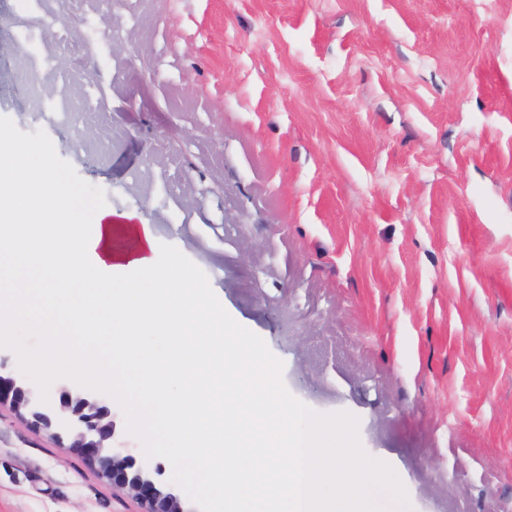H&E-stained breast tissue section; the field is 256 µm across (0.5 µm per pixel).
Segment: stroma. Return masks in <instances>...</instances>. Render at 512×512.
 I'll return each mask as SVG.
<instances>
[{
  "label": "stroma",
  "instance_id": "1",
  "mask_svg": "<svg viewBox=\"0 0 512 512\" xmlns=\"http://www.w3.org/2000/svg\"><path fill=\"white\" fill-rule=\"evenodd\" d=\"M0 130L149 225L373 512H512V0H0ZM39 347L0 338L51 405L90 394ZM136 510L0 407V512Z\"/></svg>",
  "mask_w": 512,
  "mask_h": 512
}]
</instances>
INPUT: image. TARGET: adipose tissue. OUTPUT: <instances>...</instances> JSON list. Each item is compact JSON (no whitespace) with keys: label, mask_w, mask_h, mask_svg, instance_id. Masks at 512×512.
Here are the masks:
<instances>
[{"label":"adipose tissue","mask_w":512,"mask_h":512,"mask_svg":"<svg viewBox=\"0 0 512 512\" xmlns=\"http://www.w3.org/2000/svg\"><path fill=\"white\" fill-rule=\"evenodd\" d=\"M0 325L29 310L42 338L28 367L82 374L121 398L179 477L225 512H336L322 486L335 434L297 432L258 344L227 323L178 261L158 265L148 225L92 209L40 148L0 135Z\"/></svg>","instance_id":"obj_1"}]
</instances>
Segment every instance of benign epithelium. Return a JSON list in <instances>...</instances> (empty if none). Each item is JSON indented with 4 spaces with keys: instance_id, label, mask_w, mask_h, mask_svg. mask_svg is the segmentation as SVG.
Wrapping results in <instances>:
<instances>
[{
    "instance_id": "obj_1",
    "label": "benign epithelium",
    "mask_w": 512,
    "mask_h": 512,
    "mask_svg": "<svg viewBox=\"0 0 512 512\" xmlns=\"http://www.w3.org/2000/svg\"><path fill=\"white\" fill-rule=\"evenodd\" d=\"M7 402L17 411H29L34 428L51 430L58 439L68 438V448L112 487L140 504L141 512H190L177 495L156 484L147 469L136 466L126 442L115 438V425L106 406L64 390L57 416L43 407L34 390L0 374V405Z\"/></svg>"
}]
</instances>
